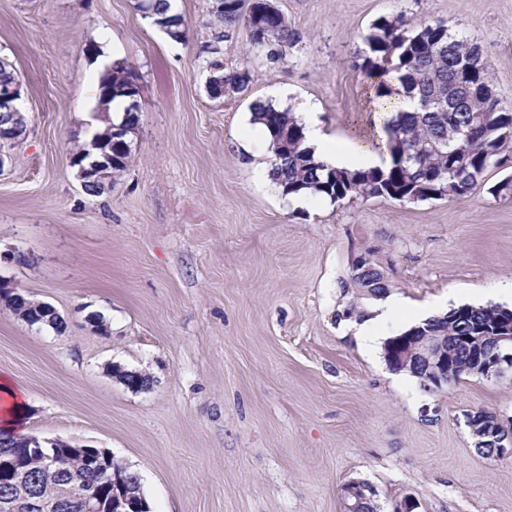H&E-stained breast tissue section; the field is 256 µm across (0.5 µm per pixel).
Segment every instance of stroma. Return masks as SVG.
Returning <instances> with one entry per match:
<instances>
[{
    "instance_id": "1",
    "label": "stroma",
    "mask_w": 512,
    "mask_h": 512,
    "mask_svg": "<svg viewBox=\"0 0 512 512\" xmlns=\"http://www.w3.org/2000/svg\"><path fill=\"white\" fill-rule=\"evenodd\" d=\"M138 4L0 0L25 120L0 150V276L67 323L37 328L0 304L23 434L109 450L140 474L150 512H342L352 480L377 512L406 496L415 512H512V457L479 454L466 425L480 409L512 417V374L427 392L383 358L432 303L512 308V197L492 194L512 164L453 200L296 206L260 180L271 152L249 135L252 103L284 87L329 137L369 136L363 37L401 13L477 43L512 105V0H277L299 41L273 59L231 32L224 67L254 79L220 99L199 56L207 0H177L179 43ZM104 49L135 76L139 122L130 166L89 197L71 151ZM366 253L403 305L363 341L350 324L379 301L352 278Z\"/></svg>"
}]
</instances>
